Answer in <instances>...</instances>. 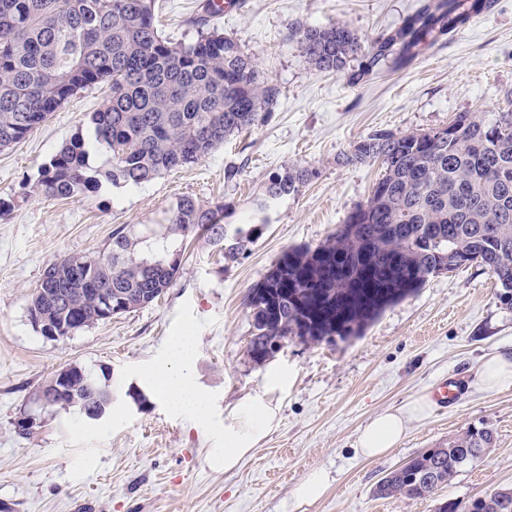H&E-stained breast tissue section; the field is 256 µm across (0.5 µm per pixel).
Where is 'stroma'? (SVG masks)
Returning <instances> with one entry per match:
<instances>
[{
  "instance_id": "1",
  "label": "stroma",
  "mask_w": 512,
  "mask_h": 512,
  "mask_svg": "<svg viewBox=\"0 0 512 512\" xmlns=\"http://www.w3.org/2000/svg\"><path fill=\"white\" fill-rule=\"evenodd\" d=\"M158 3L164 38H195L202 0ZM418 4L243 0L218 25L278 88L271 119L150 182H105L67 200L21 196L64 142L93 139L89 116L107 107L104 86L79 92L25 141L0 150V198L19 202L0 218V512H436L443 501L512 488V386L486 391L475 384L486 355L512 351V310L476 265L429 278L350 340L282 339L272 355L289 375L287 389L273 394L279 427L232 471L215 454L224 445L225 408L264 390L266 363L249 352L250 288L285 249L324 242L365 204L380 175L376 164L341 163L342 154L378 131L421 132L461 112L499 111L512 98V0H497L408 66L358 84L344 72H318L302 56L300 29L340 21L367 44ZM292 165L317 175L299 194L266 199L269 175ZM184 196L223 204V243L185 237L182 272L157 302L61 340L44 338L27 308L46 267L65 255L102 253L120 226L164 223ZM249 229L252 243L235 250L239 231ZM186 331L197 341L193 381L210 402L204 422L170 410L145 378ZM71 363L110 368L107 418L58 413L33 400ZM450 377L464 385L455 406L411 419L402 442L381 458L358 454L357 435L373 417L426 397ZM24 408L43 421L29 438L12 425ZM484 427L497 433L494 448L435 499L375 496L377 482L411 456ZM319 468L330 474L326 493L297 501V487Z\"/></svg>"
}]
</instances>
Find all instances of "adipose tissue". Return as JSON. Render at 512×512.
Listing matches in <instances>:
<instances>
[{"instance_id": "obj_1", "label": "adipose tissue", "mask_w": 512, "mask_h": 512, "mask_svg": "<svg viewBox=\"0 0 512 512\" xmlns=\"http://www.w3.org/2000/svg\"><path fill=\"white\" fill-rule=\"evenodd\" d=\"M197 348L191 334H183L173 344L168 359L148 372V380L165 403L174 411L185 412L197 420L209 417V401L199 393L186 368ZM288 386V372L269 365L264 374V393L236 402L224 417V446L220 458L225 471L236 469L241 461L280 423L281 406L271 394ZM426 400L408 403L399 409L384 411L371 419L358 434L356 447L361 455L379 457L402 440L409 417L424 415Z\"/></svg>"}]
</instances>
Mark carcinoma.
<instances>
[{
	"instance_id": "obj_1",
	"label": "carcinoma",
	"mask_w": 512,
	"mask_h": 512,
	"mask_svg": "<svg viewBox=\"0 0 512 512\" xmlns=\"http://www.w3.org/2000/svg\"><path fill=\"white\" fill-rule=\"evenodd\" d=\"M493 0H420L401 25L367 51L346 24L307 28L300 43L306 62L339 73L350 59L353 82L384 68L398 69L421 48L451 35L490 10ZM157 0H0V148L24 140L77 93L97 84L111 90L108 107L90 116L94 140L74 139L43 164L31 190L49 199L92 192L101 181L140 185L163 172L198 162L229 137L266 123L277 89L230 34L200 31L188 43L158 34ZM103 149L107 166L93 170L90 151ZM346 164L377 163L382 173L365 205L313 249L292 247L250 289L249 350L256 360L279 342L332 341L358 336L385 308L427 279L476 264L500 286L512 309V107L488 118L460 112L444 127L398 135L379 132L355 142ZM306 167L269 176L265 196L296 194L314 177ZM222 204L184 196L165 230L119 228L95 258L67 255L50 264L43 288H101L122 312L157 300L180 274L177 237L206 234L224 241ZM73 306L86 325L99 322L98 301L77 294ZM36 306L69 323L42 295ZM67 412L89 419L112 411L111 377L81 367ZM496 443L491 428L468 429L388 472L374 489L381 498L426 501ZM437 512H512V489L466 502L445 501Z\"/></svg>"
}]
</instances>
